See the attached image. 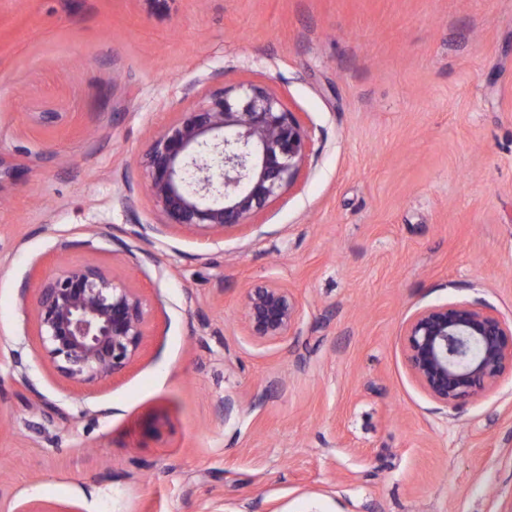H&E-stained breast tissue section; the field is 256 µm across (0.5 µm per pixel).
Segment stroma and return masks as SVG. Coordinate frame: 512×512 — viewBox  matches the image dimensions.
<instances>
[{"label": "stroma", "mask_w": 512, "mask_h": 512, "mask_svg": "<svg viewBox=\"0 0 512 512\" xmlns=\"http://www.w3.org/2000/svg\"><path fill=\"white\" fill-rule=\"evenodd\" d=\"M248 82L312 135L298 184L211 241L155 231L153 138ZM86 263L150 327L79 386L23 287ZM270 281L302 315L260 345ZM445 304L512 319V0H0V512H512V373L446 408L406 361ZM244 313L249 336L261 345L281 342L301 316L297 297L276 282L248 288L244 296Z\"/></svg>", "instance_id": "stroma-1"}]
</instances>
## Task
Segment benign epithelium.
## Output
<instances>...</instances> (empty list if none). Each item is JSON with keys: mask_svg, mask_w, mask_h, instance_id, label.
Wrapping results in <instances>:
<instances>
[{"mask_svg": "<svg viewBox=\"0 0 512 512\" xmlns=\"http://www.w3.org/2000/svg\"><path fill=\"white\" fill-rule=\"evenodd\" d=\"M312 152L308 131L278 96L262 85H235L169 123L142 167L162 226L210 239L247 224L291 189ZM31 308L45 358L73 384L106 380L139 357L146 300L98 265L40 276ZM244 313L261 345L281 342L301 316L297 297L276 282L247 289ZM405 352L420 387L454 408L493 390L512 369V321L472 304L430 306L409 318Z\"/></svg>", "mask_w": 512, "mask_h": 512, "instance_id": "benign-epithelium-1", "label": "benign epithelium"}]
</instances>
